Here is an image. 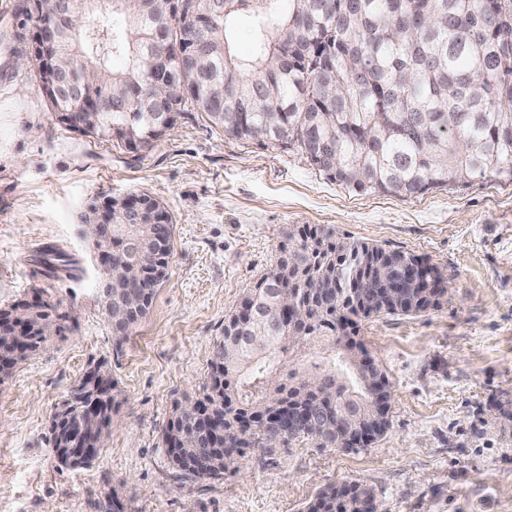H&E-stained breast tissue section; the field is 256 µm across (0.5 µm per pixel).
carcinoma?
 I'll list each match as a JSON object with an SVG mask.
<instances>
[{
  "instance_id": "obj_1",
  "label": "carcinoma",
  "mask_w": 512,
  "mask_h": 512,
  "mask_svg": "<svg viewBox=\"0 0 512 512\" xmlns=\"http://www.w3.org/2000/svg\"><path fill=\"white\" fill-rule=\"evenodd\" d=\"M101 0H81L80 18L52 49L38 57H72L102 74L79 77L84 99L52 92L39 63L36 78L50 110H78L83 100L122 92L123 112L105 114L90 137L148 149L187 112H197L224 135L242 142L296 145L327 178L354 191L401 197L444 187H466L493 179L512 184V0H223V12L205 22L204 0H177L171 15L159 0H112L136 36L115 31ZM254 18V52L239 57L229 25L239 14ZM210 54L190 55L192 39ZM288 55V65L272 64ZM124 55L128 65L109 69ZM168 60V97L156 93L160 80L150 58ZM164 206L146 193L112 200V295H104L116 346L150 312L156 288L166 277L171 246ZM428 261L376 243L352 240L318 224H294L269 270L244 295L252 314L236 309L210 354L209 380L192 403L175 406L163 428L168 461L186 482L221 478L246 450L298 434L319 447L347 451L345 437L371 422V407L352 416L354 392L325 390L345 368L336 355V336L351 348L357 320L379 315H417L443 293L441 278H412L406 263ZM48 275L76 268L59 250L43 258ZM22 329L12 327V307L0 308V358L9 376L44 345L45 328L60 333L65 316L39 297L24 303ZM310 355V368L281 378L288 362ZM206 405L220 416L223 437L215 441L194 411ZM311 409L315 426L255 425L243 420L286 407ZM109 415L95 428L77 411L50 428L57 457L62 437L83 429L82 442L99 449ZM303 512H378L372 492L356 483L319 491Z\"/></svg>"
}]
</instances>
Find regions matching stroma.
<instances>
[{
	"label": "stroma",
	"instance_id": "obj_1",
	"mask_svg": "<svg viewBox=\"0 0 512 512\" xmlns=\"http://www.w3.org/2000/svg\"><path fill=\"white\" fill-rule=\"evenodd\" d=\"M21 2L0 0V306L38 295L69 321L0 381V512H100L111 496L125 512H299L344 482L369 488L378 512H512V184L353 192L296 147L229 138L196 113L146 150L97 142L60 128L33 66L13 58ZM139 191L172 216L171 256L119 346L81 216L94 199ZM294 224L425 257L443 280L434 309L362 325L391 382L390 425L355 452L302 435L247 449L221 479L177 481L162 429L200 393L225 316ZM48 247L77 270L46 277ZM97 361L116 383L115 422L90 467L63 468L49 419Z\"/></svg>",
	"mask_w": 512,
	"mask_h": 512
}]
</instances>
